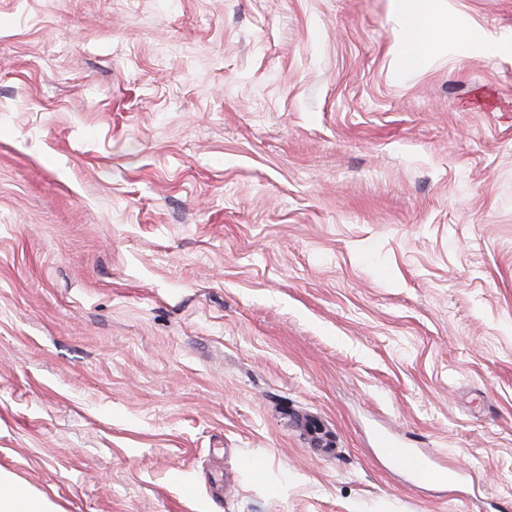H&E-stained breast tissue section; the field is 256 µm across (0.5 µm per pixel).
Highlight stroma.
<instances>
[{"instance_id": "1", "label": "stroma", "mask_w": 512, "mask_h": 512, "mask_svg": "<svg viewBox=\"0 0 512 512\" xmlns=\"http://www.w3.org/2000/svg\"><path fill=\"white\" fill-rule=\"evenodd\" d=\"M433 4L473 42L407 69L392 0H0L1 474L51 512H512V0ZM374 447L379 457L403 472L411 484L446 485L465 475L463 470L440 465L422 448H407L402 440L391 434H378Z\"/></svg>"}]
</instances>
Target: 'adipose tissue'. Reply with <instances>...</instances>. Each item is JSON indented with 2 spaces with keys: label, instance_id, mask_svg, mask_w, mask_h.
<instances>
[{
  "label": "adipose tissue",
  "instance_id": "obj_1",
  "mask_svg": "<svg viewBox=\"0 0 512 512\" xmlns=\"http://www.w3.org/2000/svg\"><path fill=\"white\" fill-rule=\"evenodd\" d=\"M398 25V43L405 66L415 67L425 58L430 44L454 34L449 21H435L432 0H393Z\"/></svg>",
  "mask_w": 512,
  "mask_h": 512
}]
</instances>
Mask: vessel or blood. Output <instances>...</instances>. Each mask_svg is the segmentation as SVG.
Segmentation results:
<instances>
[{
  "instance_id": "1",
  "label": "vessel or blood",
  "mask_w": 512,
  "mask_h": 512,
  "mask_svg": "<svg viewBox=\"0 0 512 512\" xmlns=\"http://www.w3.org/2000/svg\"><path fill=\"white\" fill-rule=\"evenodd\" d=\"M374 446L382 460L403 472L413 484L446 485L464 475L463 470L444 467L423 449L406 447L402 440L387 433L378 434Z\"/></svg>"
}]
</instances>
